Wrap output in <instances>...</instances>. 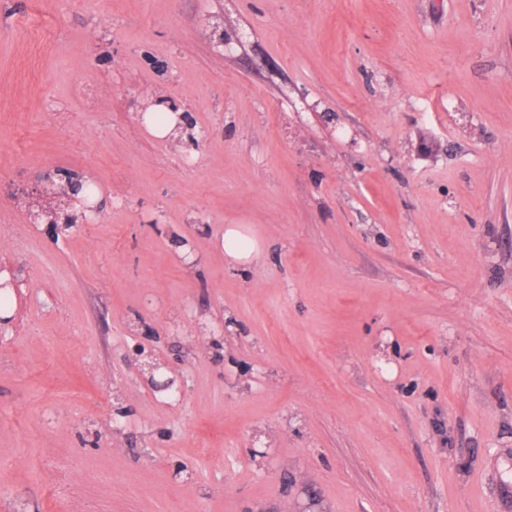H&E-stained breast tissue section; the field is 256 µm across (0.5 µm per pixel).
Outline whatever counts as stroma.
I'll list each match as a JSON object with an SVG mask.
<instances>
[{"label":"stroma","mask_w":512,"mask_h":512,"mask_svg":"<svg viewBox=\"0 0 512 512\" xmlns=\"http://www.w3.org/2000/svg\"><path fill=\"white\" fill-rule=\"evenodd\" d=\"M1 263L0 512H512V0H0ZM135 106L137 108V116L139 120H143L145 113L154 107L163 106L167 108L169 112H182L178 115L179 122L177 123V126L179 127L182 121L184 130L188 131V133H191L193 130V124L189 114L190 111L180 103L169 100L166 96L156 95L150 99H140L139 102L136 100ZM56 181L53 183V192L57 196H64L71 199V206L66 211L55 213V208L51 207L54 198H49L46 205L38 203L41 211L48 212L52 218L45 222L49 225L50 233L53 236H67L71 230L77 227L78 223L88 224L94 221L100 212L99 203L93 201V192L88 191V186L77 183L76 179L68 173H54ZM79 207L81 221L78 222V216L74 213ZM239 224L224 227V254L237 265H248L257 255L256 241L248 237ZM147 367L149 373L148 382L154 391H176L183 394L182 386L180 384L176 385L174 378L166 377L163 371L166 368L165 364L151 360L147 361Z\"/></svg>","instance_id":"obj_1"}]
</instances>
